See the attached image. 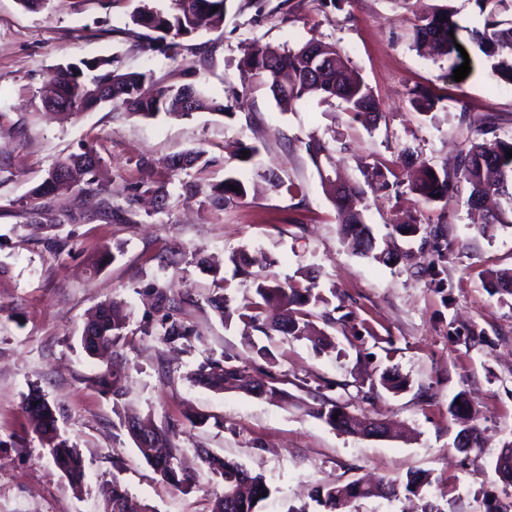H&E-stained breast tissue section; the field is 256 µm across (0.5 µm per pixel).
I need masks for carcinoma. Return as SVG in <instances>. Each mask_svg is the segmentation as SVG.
<instances>
[{"mask_svg": "<svg viewBox=\"0 0 512 512\" xmlns=\"http://www.w3.org/2000/svg\"><path fill=\"white\" fill-rule=\"evenodd\" d=\"M140 5L131 14L133 24L157 33V40L165 42L164 49L171 58L178 56L180 40L196 35L204 27L218 28L224 23L226 0H171V7L160 10L149 6L146 0H138ZM479 14L484 16L481 29L472 30V40L483 55L488 76L498 82L512 85V19L501 20L504 13L512 14V0H474ZM218 11H212V8ZM454 11L448 6H438L423 14L414 31V41L427 47L430 54L451 61L449 73H454L460 51L453 44L449 32L456 28ZM246 65L254 71L258 85L267 87L276 98L305 103L317 98L326 102L336 98L343 104L351 120L366 122L381 112L372 87L350 70L348 57L333 44L309 39L295 49L282 53L268 47L259 46L246 60ZM143 73H121L113 67L110 57L94 60H81L58 67L53 76L54 92L48 105L61 103L77 113L93 108L101 103H110L134 116L153 118L162 112L180 113L189 116L194 112L210 111L224 114V106L217 105L204 92L191 83L186 84H146ZM411 102L414 107L428 114L448 97L437 95L427 89H411ZM492 122L485 119L474 126L477 138L461 151L453 171H437L430 165H422L411 186V190L427 203L449 202L461 184L470 189V203L485 212L486 222L478 227L484 233L494 224L506 222L512 214V158L506 151H512V141L500 138L488 139ZM204 153L191 151L171 160L173 170L192 166L202 160ZM101 158L92 147H85L79 153H72L57 160L47 172L41 184L31 191V198L38 200L51 195L60 181L64 180L80 189L95 191L94 175ZM238 190H232V187ZM246 194L244 182L233 168L225 171L224 182L215 190L214 200L219 203ZM353 200L363 201L361 187L346 183L344 192L333 197L338 213V224L343 243L353 252L365 257L387 261L390 252H377L376 238L369 224L365 222L361 210L349 205ZM316 285L304 287L294 284L282 286L279 283L259 282L256 294L264 301L279 300L285 305V313L274 324L273 330L288 336L307 338L314 335L308 312L304 307L326 302L314 292ZM157 310L162 312L159 336L161 341L172 348L191 342L196 335L194 329L174 316L170 299L162 290L156 292ZM113 304L104 303L98 307L94 319L84 327V333L94 342H82L89 355L116 344L122 335L124 325L112 314ZM194 381L208 389L222 391L238 389L250 391L260 383L258 379L246 378L244 372L224 360L208 359L194 373ZM95 384L112 397L123 395L120 376L107 370L95 379ZM24 409L31 419L32 429L41 441L42 448L51 457L55 467L73 489L84 487V461L78 448L70 443L59 430L56 407L40 393L34 391L24 401ZM338 418H333V415ZM315 415L333 428L352 435L362 432L369 418H360L334 405L315 410ZM136 423L144 429V436L137 447L146 462L169 484L181 487L188 477L178 462L179 450L167 432L153 424L150 418L132 417L125 424ZM201 462L220 478L224 491L212 500L209 512H255L262 493L269 487L260 475H254L239 462L219 457L205 448L197 449ZM388 489L387 497H395L399 492L393 481L379 479H357L345 486L325 484L315 489V501L326 512H343L355 499L377 496L378 485ZM103 512H152V509L131 496L117 482L100 488Z\"/></svg>", "mask_w": 512, "mask_h": 512, "instance_id": "1", "label": "carcinoma"}]
</instances>
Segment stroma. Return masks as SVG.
Segmentation results:
<instances>
[{
  "label": "stroma",
  "mask_w": 512,
  "mask_h": 512,
  "mask_svg": "<svg viewBox=\"0 0 512 512\" xmlns=\"http://www.w3.org/2000/svg\"><path fill=\"white\" fill-rule=\"evenodd\" d=\"M137 0H49L36 11L0 0V512H102L99 489L119 480L155 512H205L222 493L197 451L236 460L261 474L270 494L257 512H323L315 487L361 477L403 481L424 474L425 490L391 499L358 500L346 512H512V485L494 470L512 442V294L489 288L491 273L512 272V223L478 233L461 188L449 204L424 203L410 189L414 148L419 162L452 166L473 137L470 119L484 116L497 137L512 139V86L491 81L469 31L482 19L472 0H453L459 41L471 70L450 81L448 62L413 44L416 20L434 0H227L224 24L184 40L178 60L134 26ZM336 45L372 87L382 106L368 124L351 121L339 100L313 99L284 109L256 87L241 61L254 45L284 51L309 39ZM110 57L119 70L166 83L190 81L223 100L224 114H159L144 119L110 104L68 117L50 112L44 90L59 65ZM423 86L461 99L467 114H420L409 91ZM331 156L313 160L310 139ZM257 148L238 166L239 144ZM91 146L102 158L103 195L55 191L49 219L71 208L72 223L54 234L28 228L30 190L58 158ZM203 151L206 165L178 171L170 159ZM365 190V220L391 263L352 253L341 241L326 179L331 160ZM241 167L247 194L212 205L224 172ZM386 174L385 185L373 179ZM275 172L283 188L270 187ZM155 182L162 196L127 198ZM197 185L186 195L183 183ZM115 211L106 218L100 197ZM440 226L439 236L397 232V225ZM260 281L315 282L325 304L311 319L323 345L268 327L277 302L257 324L243 320ZM175 298V314L197 332L191 343L163 344L154 289ZM223 293L217 314L209 297ZM119 305L127 327L104 357L89 356L80 338L105 302ZM226 358L252 377L293 395L285 404L236 389L195 384L209 358ZM122 374L124 394L102 395L96 374ZM404 378V390L379 376ZM40 392L58 410L59 427L85 465L74 491L44 454L22 411ZM464 397L480 445L457 448L462 429L451 412ZM338 403L351 413L390 421L395 435L344 434L315 416ZM151 417L168 430L190 483L176 488L146 464L124 421Z\"/></svg>",
  "instance_id": "1"
}]
</instances>
